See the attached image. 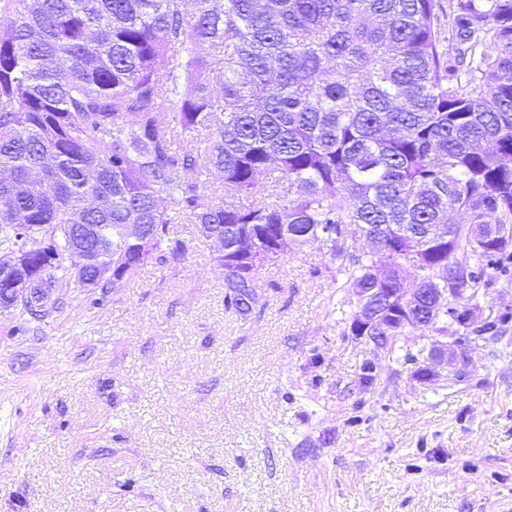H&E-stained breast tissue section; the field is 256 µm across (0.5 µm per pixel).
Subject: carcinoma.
I'll return each mask as SVG.
<instances>
[{
	"mask_svg": "<svg viewBox=\"0 0 512 512\" xmlns=\"http://www.w3.org/2000/svg\"><path fill=\"white\" fill-rule=\"evenodd\" d=\"M0 29V216L32 225H0L1 270L25 249L47 288L83 287L80 267L107 288L181 259L171 226L190 223L256 238L222 264L239 316L283 224L334 259L326 231L373 234L347 257L353 289L454 280L457 250L473 299L488 271L512 272V0H0Z\"/></svg>",
	"mask_w": 512,
	"mask_h": 512,
	"instance_id": "carcinoma-1",
	"label": "carcinoma"
}]
</instances>
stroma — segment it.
I'll return each mask as SVG.
<instances>
[{"label":"stroma","mask_w":512,"mask_h":512,"mask_svg":"<svg viewBox=\"0 0 512 512\" xmlns=\"http://www.w3.org/2000/svg\"><path fill=\"white\" fill-rule=\"evenodd\" d=\"M174 230L181 260L0 313V512H512V328L420 384L434 332L348 336L344 260L290 247L243 317Z\"/></svg>","instance_id":"35a3bbf8"}]
</instances>
